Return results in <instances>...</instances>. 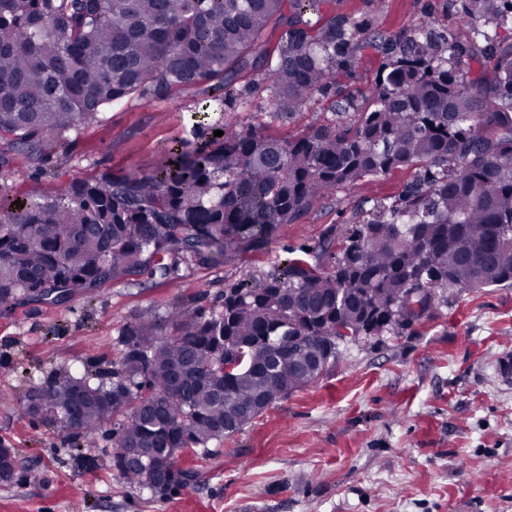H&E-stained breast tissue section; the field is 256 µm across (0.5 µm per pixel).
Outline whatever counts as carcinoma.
<instances>
[{"label":"carcinoma","mask_w":512,"mask_h":512,"mask_svg":"<svg viewBox=\"0 0 512 512\" xmlns=\"http://www.w3.org/2000/svg\"><path fill=\"white\" fill-rule=\"evenodd\" d=\"M324 0H0V140L37 160L65 133L131 96L155 101L174 87H207L212 124L162 151L148 173L72 181L20 208L0 194V308L19 298L59 304L145 268L175 274L262 246L331 191L409 168L391 202L356 214L339 251L293 257L259 281L224 293L221 308L143 316L121 330L106 373L47 379L29 390L31 413L74 445L123 415L112 448L120 477L155 494L199 477L186 449L241 431L314 380L301 361L336 362L342 330L396 333L430 316L438 291L512 284V0H450L483 19L463 41L429 20L385 38L369 97L351 94L327 120L272 137L261 123L224 119L235 78L263 72L270 114L291 119L349 75L363 26L306 15ZM283 27L273 54L262 49ZM221 130L223 135L214 136ZM377 319L363 331V310ZM144 453L146 470L126 465Z\"/></svg>","instance_id":"1"}]
</instances>
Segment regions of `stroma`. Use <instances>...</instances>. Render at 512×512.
I'll use <instances>...</instances> for the list:
<instances>
[{"instance_id": "1", "label": "stroma", "mask_w": 512, "mask_h": 512, "mask_svg": "<svg viewBox=\"0 0 512 512\" xmlns=\"http://www.w3.org/2000/svg\"><path fill=\"white\" fill-rule=\"evenodd\" d=\"M366 20L345 90L371 93L384 62L369 43L436 18L466 36L448 0H325L311 14ZM233 119H258L285 136L330 117L314 96L292 120L271 118L267 83L245 74ZM207 92L173 89L162 101L124 99L100 121L69 133L43 163L12 154L0 168L11 198L48 195L76 179L146 173L166 161ZM407 169L336 189L259 251L217 263L183 264L172 279L151 270L103 283L50 305L22 300L0 311V448L21 462L0 483V512H512V286L438 292L432 318L399 334L359 336L336 363L239 433L211 442L194 485L153 494L124 483L112 466L111 429L74 446L65 430L29 415L24 396L48 378L91 364L111 369L119 328L182 304L220 308L230 288L264 277L289 250L338 239L356 213L397 195Z\"/></svg>"}]
</instances>
